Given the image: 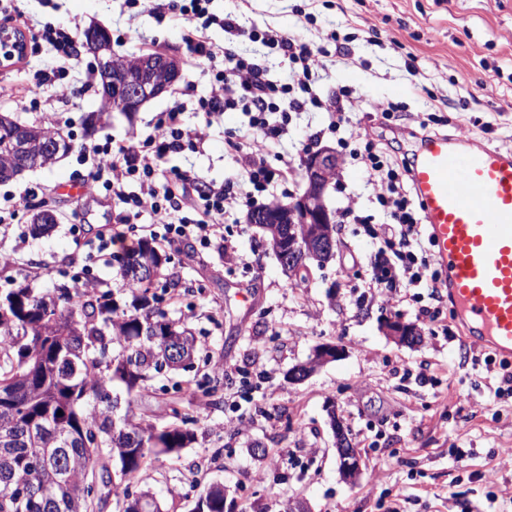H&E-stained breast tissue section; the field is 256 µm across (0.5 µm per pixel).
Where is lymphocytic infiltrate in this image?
<instances>
[{
	"label": "lymphocytic infiltrate",
	"mask_w": 512,
	"mask_h": 512,
	"mask_svg": "<svg viewBox=\"0 0 512 512\" xmlns=\"http://www.w3.org/2000/svg\"><path fill=\"white\" fill-rule=\"evenodd\" d=\"M210 3L211 0H162L156 7L158 14L169 13L189 21L185 41L190 63L208 62L212 65L215 91L198 100V109L206 118L241 109L249 116V128L262 133L273 146L279 144L283 133L282 126L270 124L267 119L268 114L274 112H299L310 105L326 112L330 127L337 129L349 124L348 114L354 109L350 91L342 89L324 99L311 92V84L323 68L322 49L278 31L245 27L230 16L217 18L209 12ZM215 23L230 36L247 38L287 57L291 83L272 81L266 65L258 58L245 57L228 48L216 52L206 34ZM38 38L54 50L58 65L52 71L34 75L26 91L34 105L39 102L43 86L63 78L67 62L76 52L70 30L48 23L39 31ZM184 112L183 103H174L157 124L156 135L141 143L123 144L110 140L93 145L90 152L94 163L89 177L100 183L107 194L127 205L129 217H138L146 210L155 214L181 212L178 223L151 225V235L173 242L191 237L207 247L213 238L220 236L226 211L240 205L242 195L236 192L231 180L185 189L186 178L176 169L171 170L164 184H157V171L170 153L186 145L196 146L205 137L202 129L185 125ZM341 146L349 150L352 159L362 164L369 181L385 187L384 192L378 194L377 202L388 218L387 223H373L368 215L354 216V223L367 225L370 236L384 241L391 251L388 265L395 281L402 287L439 288V277L425 274L429 265L423 254L426 227L414 204V186L408 175L407 162L391 158L379 142L360 139L354 133L342 140ZM232 147L239 156L243 181L255 190H266L274 176L285 178L295 171L294 160H284L280 173L276 174L269 170L264 158L247 151L244 141L233 142Z\"/></svg>",
	"instance_id": "f902f5d3"
}]
</instances>
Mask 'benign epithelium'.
Listing matches in <instances>:
<instances>
[{
    "label": "benign epithelium",
    "mask_w": 512,
    "mask_h": 512,
    "mask_svg": "<svg viewBox=\"0 0 512 512\" xmlns=\"http://www.w3.org/2000/svg\"><path fill=\"white\" fill-rule=\"evenodd\" d=\"M84 46L85 51L94 57L102 73L106 98L121 112L139 111L145 103L167 92L180 75L179 67L171 57L145 55L141 58L140 75L135 77L112 57V44L94 36L92 32L88 34ZM8 147L11 151L20 153L23 160L17 170L0 174V179L6 180L39 168L46 155L57 156L63 152V142L58 139L46 143L42 152L37 155L29 154L21 137L9 143ZM337 168L338 159L331 150L322 148L310 154L305 160L306 187L297 197L293 212H288L282 205H275L271 210L276 212L277 220H272L266 210L258 211L251 217L253 224H268L273 221L288 225V232L276 233L271 248L280 255L281 267L289 274L298 270L306 258L319 259L326 265L335 257L338 229L335 215L326 204V190L330 173ZM295 224L307 225L304 236L293 234ZM381 327L400 345H412L421 336V330L416 325L396 317H383ZM343 355L344 349L341 346L324 345L318 349L312 361L292 368L289 377L296 383L303 382L318 366ZM330 414L339 470L343 479L352 482L360 474V457L337 408L330 407Z\"/></svg>",
    "instance_id": "benign-epithelium-1"
}]
</instances>
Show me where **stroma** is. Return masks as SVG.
<instances>
[{
  "instance_id": "1",
  "label": "stroma",
  "mask_w": 512,
  "mask_h": 512,
  "mask_svg": "<svg viewBox=\"0 0 512 512\" xmlns=\"http://www.w3.org/2000/svg\"><path fill=\"white\" fill-rule=\"evenodd\" d=\"M17 7L27 34L48 22L82 29L97 24L108 31L113 53L169 54L180 78L174 91L146 103L133 118L112 113L88 135L85 117L103 111L105 103L98 87L84 84L96 66L84 49L70 60L63 85L43 87L36 107L20 90L35 72L57 67L54 51L44 44L0 67V113L59 127L76 144L55 165L0 182V200L19 203L0 235V292L26 276L43 290L74 275L121 289L111 260L85 263L70 225H81L89 239L116 232L112 250L118 253L140 238L143 225L164 218L145 212L123 224L126 205L86 178L88 149L108 140L145 139L175 101L184 103L186 124L205 131L196 150L170 154L165 163L188 178L239 180L237 154L227 143L233 134H246L251 151L265 156L274 171L282 157L303 160L314 132L317 148L335 150L339 160L338 185L329 188L326 203L340 219L341 249L326 268L313 269L308 288L287 285L262 231L247 221L250 209L285 205L301 194L300 169L255 193L250 206L226 213L225 243L204 249L184 240L167 248L166 273L179 286L164 306L198 336L202 353L193 373L222 375L224 401L202 406L196 444L159 456L147 470L143 484L165 512H188L190 497L213 481L227 487L232 512H288L298 500L310 512H391L400 491L407 496L405 512H512V460L502 454L512 448V396L496 398L489 353L466 342L449 301L435 302L425 288L400 289L395 300L388 288H371L384 243L342 217L351 211L378 224L386 217L361 163L341 149L326 114L314 108L289 113L279 150L271 152L262 136L247 135L244 112L230 110L209 122L195 111L196 97L211 93V71L189 64L183 23L158 18L153 0H18ZM210 10L323 47L324 70L314 86L320 97L345 87L360 109L378 113L398 104L390 128L361 123L393 156L413 155L424 120L449 138L475 137L512 150V0H212ZM207 34L217 48L230 45L264 58L270 78L288 82L281 55L244 38L229 41L216 24ZM188 86L193 95L181 96ZM72 182L78 193L66 191ZM47 196L55 200L58 223L48 235L31 237V214ZM426 307L438 308L437 319L423 315ZM386 315L417 324L421 342L396 344L380 328ZM323 343L343 345L345 356L304 382H290L289 370ZM332 402L362 456L352 483L338 470L327 416ZM258 445L265 455L255 454Z\"/></svg>"
}]
</instances>
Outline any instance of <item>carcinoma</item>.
Here are the masks:
<instances>
[{
    "mask_svg": "<svg viewBox=\"0 0 512 512\" xmlns=\"http://www.w3.org/2000/svg\"><path fill=\"white\" fill-rule=\"evenodd\" d=\"M19 129L32 150L54 136L75 147L59 128L1 114L0 169L20 161L3 147ZM169 260L147 238L112 256L129 302L77 276L47 292L25 280L0 292V512H97L110 499L120 512H164L142 474L197 442L200 406L220 405L224 387L207 376L160 388L165 424L134 412L148 382L194 368L199 353L162 306L178 286ZM189 512H224V492L207 488Z\"/></svg>",
    "mask_w": 512,
    "mask_h": 512,
    "instance_id": "cac0c4a2",
    "label": "carcinoma"
}]
</instances>
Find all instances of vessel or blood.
Returning a JSON list of instances; mask_svg holds the SVG:
<instances>
[{
	"label": "vessel or blood",
	"instance_id": "b4317fda",
	"mask_svg": "<svg viewBox=\"0 0 512 512\" xmlns=\"http://www.w3.org/2000/svg\"><path fill=\"white\" fill-rule=\"evenodd\" d=\"M409 176L470 342L512 356V152L422 138Z\"/></svg>",
	"mask_w": 512,
	"mask_h": 512
}]
</instances>
